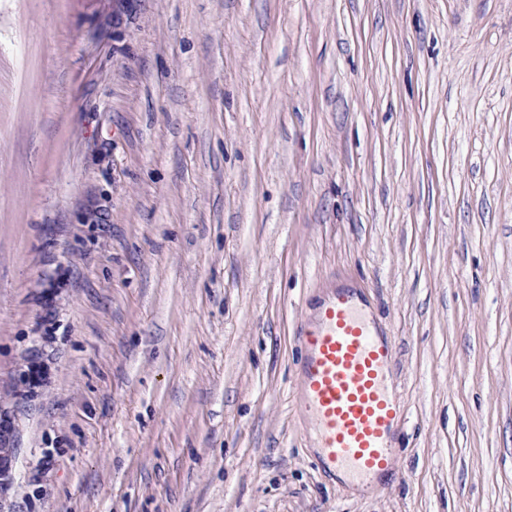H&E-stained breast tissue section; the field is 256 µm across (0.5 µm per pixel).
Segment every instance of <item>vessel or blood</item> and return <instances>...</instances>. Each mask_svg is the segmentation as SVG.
<instances>
[{
	"label": "vessel or blood",
	"mask_w": 512,
	"mask_h": 512,
	"mask_svg": "<svg viewBox=\"0 0 512 512\" xmlns=\"http://www.w3.org/2000/svg\"><path fill=\"white\" fill-rule=\"evenodd\" d=\"M357 292L334 289L302 328L300 407L325 466L366 487L392 469L405 409L395 386V347L360 311Z\"/></svg>",
	"instance_id": "1"
}]
</instances>
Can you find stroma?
I'll use <instances>...</instances> for the list:
<instances>
[{"label": "stroma", "mask_w": 512, "mask_h": 512, "mask_svg": "<svg viewBox=\"0 0 512 512\" xmlns=\"http://www.w3.org/2000/svg\"><path fill=\"white\" fill-rule=\"evenodd\" d=\"M353 288L407 418L326 472ZM9 512H512V0H0ZM363 297L336 288L302 328L300 407L320 458L362 487L391 470L405 409L395 386L393 336L360 312Z\"/></svg>", "instance_id": "stroma-1"}]
</instances>
